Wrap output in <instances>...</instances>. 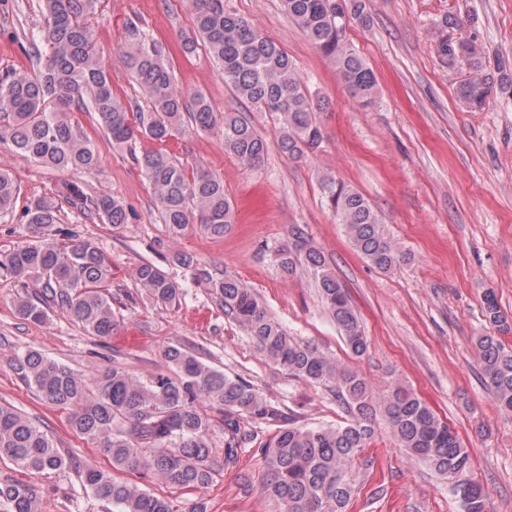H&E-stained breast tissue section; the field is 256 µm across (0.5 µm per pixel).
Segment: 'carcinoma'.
Masks as SVG:
<instances>
[{
	"label": "carcinoma",
	"instance_id": "obj_1",
	"mask_svg": "<svg viewBox=\"0 0 512 512\" xmlns=\"http://www.w3.org/2000/svg\"><path fill=\"white\" fill-rule=\"evenodd\" d=\"M44 26L24 48L31 66L0 76V140L46 167L97 170L103 160L83 127L71 121L77 110L95 115L100 128L117 144L139 139L157 143L184 133L218 130L224 152L256 166L267 152L265 139L247 120L218 114L201 93L176 85L165 48L147 41L136 23L128 27L123 46L126 67L147 102L124 104L115 95L112 78L98 55L91 19L100 0H38ZM284 10L329 63L352 97L364 106L375 101L376 78L365 59L346 39V25L370 22L367 0H282ZM194 27L210 56L224 72L236 97L279 116V150L291 157L318 151L324 141L319 113L329 102L305 86L295 62L244 17L227 11L224 0H190ZM441 60L463 67L458 100L480 109L492 97L494 79L486 74L484 48L477 39L452 41L439 37ZM136 162L145 170L157 214L174 237L192 224L213 238L231 226L232 204L224 181L200 170L191 175L169 152L158 149ZM328 207L343 225L354 249L373 267L388 272L409 260L408 253L381 224L369 200L356 188L324 175L320 179ZM18 188L0 170V216L13 213ZM97 216L114 227L127 223L125 205L106 192L91 195L74 182L56 194L30 202L24 211L32 240L0 254V272L21 282L15 300L20 318L43 322L54 310L64 311L91 335L108 337L120 325L113 310L112 268L106 256L78 231L60 224L62 204ZM269 251L280 274H307L316 287L352 355L368 349L359 315L348 288L331 271L322 251L302 229ZM174 261L206 284L224 311L241 327L267 360L288 374L322 385L347 414L341 424L281 427L261 448L262 494L281 512H346L354 491L352 465L375 434L377 413L385 415L398 446L448 478L463 512H488L482 484L457 434L422 399L399 382L380 393L361 374L336 361L318 346L288 331L267 310L261 298L237 279L213 274L189 252ZM145 296L157 304L179 301L182 288L150 261L134 271ZM486 323L512 328L495 297L485 296ZM485 383L498 407L512 413V349L496 336L476 339ZM167 371L145 379L117 361L94 378L35 350L15 360L23 381L47 403L68 413L71 429L91 441L109 462L101 469L65 455L40 425L8 403H0V460L7 459L32 475L73 469L83 486L117 512H172L160 495L142 489L127 474L149 471L166 482L201 490L239 461L252 442L251 426L273 425L282 410L250 382L229 377L203 360L196 347L171 343L161 350ZM220 425L224 447L215 448L212 432ZM38 492L31 483L0 486V501L9 512H37Z\"/></svg>",
	"mask_w": 512,
	"mask_h": 512
}]
</instances>
